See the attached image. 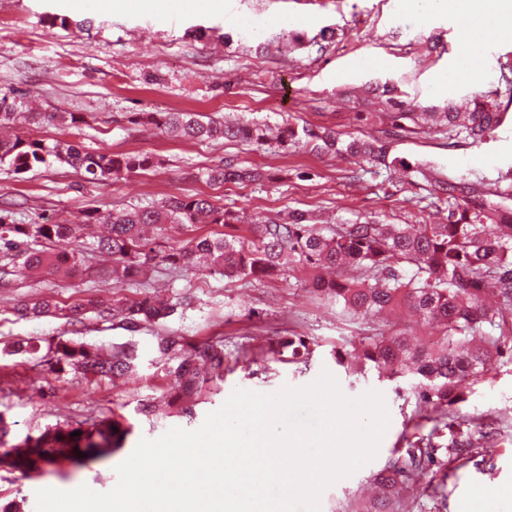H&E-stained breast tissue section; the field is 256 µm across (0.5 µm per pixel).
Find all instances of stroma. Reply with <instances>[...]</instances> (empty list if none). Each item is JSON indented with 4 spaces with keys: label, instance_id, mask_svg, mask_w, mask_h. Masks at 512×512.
Wrapping results in <instances>:
<instances>
[{
    "label": "stroma",
    "instance_id": "1",
    "mask_svg": "<svg viewBox=\"0 0 512 512\" xmlns=\"http://www.w3.org/2000/svg\"><path fill=\"white\" fill-rule=\"evenodd\" d=\"M172 13L126 6L100 9L98 0H0V91L14 92L38 112L80 116L79 125L19 122L20 134L53 143L68 140L92 153L154 155L148 171L102 189L65 164L41 167L16 176L0 172V205L15 222L42 215L45 222L64 217L84 220L87 209L100 214L126 205L160 203L173 194L209 197L214 204L247 217L263 218L296 210L315 223L336 224L360 218L384 224L436 222L427 207L431 186L422 176L387 171L339 154H319L306 146L270 152L237 141L199 144L174 139L131 123L137 112H196L216 120L256 119L275 126L335 128L340 141L376 134L372 114L379 106L365 89L390 84L421 108L463 102L475 88L460 79L452 96L435 90L437 76L451 65L457 27L447 15L422 19L404 12L398 0H224L220 10L195 7V0H173ZM294 15L302 22L282 30L277 17ZM67 25H60V18ZM336 39L323 53L289 50L285 40L309 42L322 29ZM267 51L256 52L257 43ZM371 59L358 68L355 58ZM391 155L429 164L449 176L496 178L512 167V109L484 141L458 139L430 125L391 139ZM268 171L265 185L205 180L206 171L225 160ZM84 273L67 279L42 274L9 290L0 289V344L71 331L64 317L21 320V301L53 297L60 307L96 302H132L146 295L192 302L171 317L130 333L86 311L81 334L89 341L136 346L140 367L117 380L57 376L24 356H0V413L14 421L18 434L35 432L56 421L124 417L132 426L123 448L104 460L75 466L62 460L43 472L23 477L0 468V505L15 503L35 512V493L44 488L71 490L88 485L104 493L117 483L115 468L141 439H155L172 428L203 423L237 388L272 393L283 385L301 387L321 370L330 371L344 395L369 389L385 398L390 425L374 460L351 477L326 489L321 512H337L351 502L360 512L361 487L394 451H406L418 439L451 446L477 418L487 432L471 458H445L442 469L424 474L405 497L439 512H512V362L491 358L485 376L465 382V402L449 424L415 412L409 380L390 381L366 368L349 374L338 366L335 350L352 351L370 324L344 315L335 303L309 290L308 271L296 269L281 279L253 284L206 271L170 273L157 266L146 284L105 273L100 259L85 262ZM303 335L312 339L308 359L282 363L265 353V337ZM159 335L191 336L224 342V384L205 394L196 418L137 414L141 400L160 397L169 379L157 358Z\"/></svg>",
    "mask_w": 512,
    "mask_h": 512
}]
</instances>
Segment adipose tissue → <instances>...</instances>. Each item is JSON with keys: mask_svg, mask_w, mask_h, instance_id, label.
I'll return each mask as SVG.
<instances>
[{"mask_svg": "<svg viewBox=\"0 0 512 512\" xmlns=\"http://www.w3.org/2000/svg\"><path fill=\"white\" fill-rule=\"evenodd\" d=\"M401 8L423 18L437 13L451 15L457 22L456 53L448 71L442 73L435 85L444 92L451 91L459 75H467L473 86H481L485 72L476 67L486 45L493 41H512V0H400Z\"/></svg>", "mask_w": 512, "mask_h": 512, "instance_id": "ef3b65f1", "label": "adipose tissue"}]
</instances>
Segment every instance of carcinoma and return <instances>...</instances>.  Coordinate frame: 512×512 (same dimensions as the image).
Segmentation results:
<instances>
[{
    "label": "carcinoma",
    "instance_id": "cac0c4a2",
    "mask_svg": "<svg viewBox=\"0 0 512 512\" xmlns=\"http://www.w3.org/2000/svg\"><path fill=\"white\" fill-rule=\"evenodd\" d=\"M373 95L385 98L386 110L378 116L384 133L398 136L415 132L419 113L412 104L398 99L388 85L377 84ZM498 92H477L472 109L461 114L453 105L431 118L448 128V139L458 136L477 143L501 125L504 112L496 99ZM24 100L10 92L0 94V127L9 123ZM138 121L156 125L161 133L176 139L203 142L241 140L258 148L273 146L281 151L301 143L315 151H342L368 162L420 172V164L389 157L378 139H353L338 147L336 130L291 126L269 137L265 125L257 122L203 121L191 112H143ZM59 162L83 172L99 186L138 174L155 164L148 154H96L77 144L57 141L50 145L25 135L0 138V170L15 175ZM269 175L258 169L238 168L226 161L210 168L206 181L222 185L238 180L262 184ZM507 183L502 191L481 192L477 182L461 175L436 181L429 207L448 211L446 224H406L388 231L376 221L359 220L336 224L326 232L316 231L311 218L297 211L248 221L237 212L215 206L205 196L173 195L161 206L122 208L112 212L106 234L89 246L78 245L71 253L56 252L55 240L79 241L83 229L95 221V211L85 214L81 224L64 218L45 224L34 218L16 224L10 215L0 213V288H11L26 273L39 269L49 274H69L81 264L79 255L87 248L112 255V275L136 278L148 275L161 262L176 271L192 268L201 260L224 271L227 278L265 280L302 266L310 271L313 293L327 298L357 318L380 319L387 331L361 337L351 354L354 363L370 366L389 378L410 376L421 411L432 410L433 420L448 419V411L465 401L458 392L463 378L479 380L491 354H512V311L493 310L485 304L491 292L502 302H512V208L496 198L512 186V171L499 176ZM146 224L180 229L197 224H222L220 236L194 235L167 243L160 250L150 247L142 236ZM46 246L37 248V244ZM56 305L43 299L33 305L20 303L15 313L22 319L53 313ZM409 308L422 315L435 328L429 346L410 343L399 328L397 311ZM176 310L162 307L145 296L130 304L116 305L98 312L112 317L122 329L137 332L157 323ZM46 354L38 356L41 343ZM156 350L170 379L167 406L191 421L205 385L224 381V343L198 341L190 336H158ZM269 350L288 362L310 354L303 336H277L269 339ZM0 353L30 355L49 366L58 377L69 373L84 377L113 379L138 368L139 356L133 345L107 347L73 337L51 336L44 341L15 342ZM337 362L355 370L345 355L336 352ZM79 431L81 435L70 436ZM131 429L116 419L103 418L88 426H46L39 434L20 440L12 437L11 423L0 413V468L37 472L40 466L60 458L81 464L104 458L124 447ZM438 448L420 441L408 457L390 459L375 475L384 488H410L417 477L439 464Z\"/></svg>",
    "mask_w": 512,
    "mask_h": 512
}]
</instances>
